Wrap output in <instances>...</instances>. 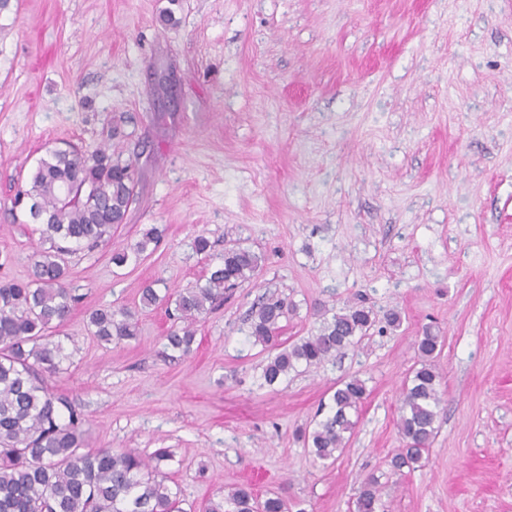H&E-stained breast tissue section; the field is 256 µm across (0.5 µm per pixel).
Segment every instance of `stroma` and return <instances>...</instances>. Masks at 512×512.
Wrapping results in <instances>:
<instances>
[{
  "instance_id": "obj_1",
  "label": "stroma",
  "mask_w": 512,
  "mask_h": 512,
  "mask_svg": "<svg viewBox=\"0 0 512 512\" xmlns=\"http://www.w3.org/2000/svg\"><path fill=\"white\" fill-rule=\"evenodd\" d=\"M12 2L0 280L28 279L42 244L10 207L46 148L92 150L117 125L137 167L111 246L68 263L71 359L50 385L83 414L89 448L168 449L185 512L242 483L301 512H356L371 475L383 512H512V0ZM153 226V251L113 265V247ZM235 243L264 255L262 272L201 320L189 355L168 349L176 323L140 309L142 288L203 283ZM272 293L295 306L285 339L317 332L322 307L360 301L378 321L268 388L245 320ZM121 306L137 313L136 339L100 343L88 310ZM427 325L445 338L440 429L396 474L398 400ZM355 373L368 389L358 424L320 462L299 432Z\"/></svg>"
}]
</instances>
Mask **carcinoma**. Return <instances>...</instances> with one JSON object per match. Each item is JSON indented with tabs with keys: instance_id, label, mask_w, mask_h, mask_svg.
Instances as JSON below:
<instances>
[{
	"instance_id": "1",
	"label": "carcinoma",
	"mask_w": 512,
	"mask_h": 512,
	"mask_svg": "<svg viewBox=\"0 0 512 512\" xmlns=\"http://www.w3.org/2000/svg\"><path fill=\"white\" fill-rule=\"evenodd\" d=\"M136 170L110 145L92 151L50 148L12 199L19 211L42 226L49 247L36 253L27 281H0V512H183L180 490L166 484L160 471L169 453L161 448L153 462L134 448L85 449L84 417L64 395L51 390L47 378L70 360L57 330L68 320L75 296L66 284L67 257L112 242V230L125 222L135 201ZM161 231L152 227L133 244L112 251L118 267L138 261ZM263 259L240 246L224 250L204 284L177 294L160 295L150 283L142 288L143 308L174 302L183 326L170 332L167 347L190 353L197 323L224 293L258 275ZM288 302L271 295L252 309L249 336L268 350L260 378L273 387L302 366L358 345L370 330L372 312L350 306L323 321L317 332L289 345L280 340ZM93 336L119 343L137 335L136 313L128 308L89 313ZM444 337L430 327L417 338L418 366L406 377L398 407L397 429L403 447L390 461L395 471L412 468L431 447L439 429L442 397L436 358ZM367 397L365 380L347 375L334 384L310 431L301 437L320 461L336 460L353 434ZM375 478L366 479L356 499L357 512H378ZM207 512H289L274 494L260 501L248 484L237 485Z\"/></svg>"
}]
</instances>
